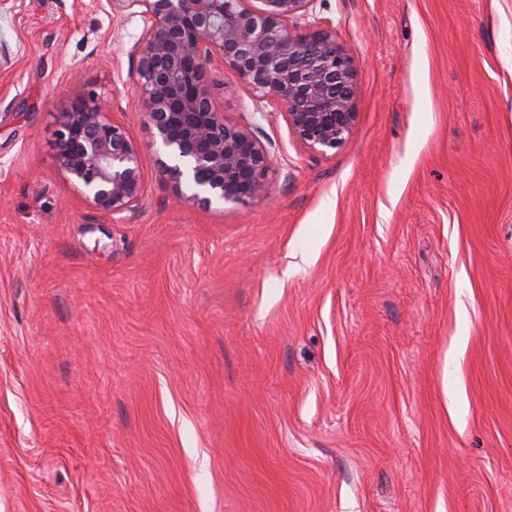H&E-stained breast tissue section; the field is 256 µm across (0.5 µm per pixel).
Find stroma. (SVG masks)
Masks as SVG:
<instances>
[{
    "label": "stroma",
    "instance_id": "1",
    "mask_svg": "<svg viewBox=\"0 0 512 512\" xmlns=\"http://www.w3.org/2000/svg\"><path fill=\"white\" fill-rule=\"evenodd\" d=\"M356 127L304 148L213 66L272 197H178L138 106L140 17L0 0V512H512V0H318ZM110 103L144 198L63 172ZM101 104L76 101L58 114L61 168L87 202L112 216L133 211L144 196L140 149Z\"/></svg>",
    "mask_w": 512,
    "mask_h": 512
}]
</instances>
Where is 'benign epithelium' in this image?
<instances>
[{
  "mask_svg": "<svg viewBox=\"0 0 512 512\" xmlns=\"http://www.w3.org/2000/svg\"><path fill=\"white\" fill-rule=\"evenodd\" d=\"M142 18L136 58L143 118L170 154L161 175L204 207L270 195L267 147L249 127L217 110L207 71L218 61L252 87L255 111L281 109L305 148L327 154L353 134V59L336 42L317 0H110ZM315 28L302 35L301 26ZM61 168L87 202L111 215L133 211L144 196L140 149L102 105L76 101L58 114Z\"/></svg>",
  "mask_w": 512,
  "mask_h": 512,
  "instance_id": "1",
  "label": "benign epithelium"
}]
</instances>
